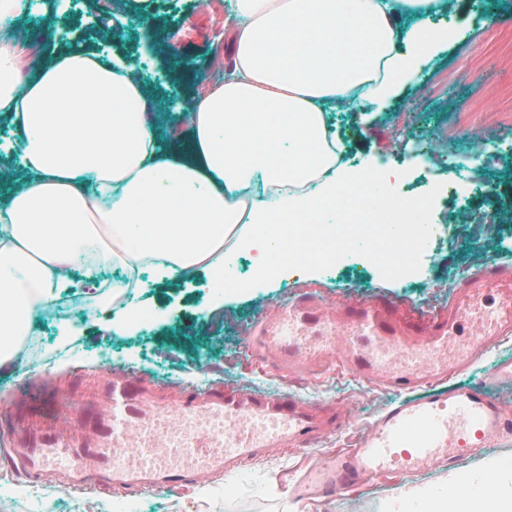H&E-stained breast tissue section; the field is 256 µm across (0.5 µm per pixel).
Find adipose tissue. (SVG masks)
<instances>
[{"label":"adipose tissue","instance_id":"obj_1","mask_svg":"<svg viewBox=\"0 0 512 512\" xmlns=\"http://www.w3.org/2000/svg\"><path fill=\"white\" fill-rule=\"evenodd\" d=\"M407 0H230L234 66L205 95L178 101L190 128L170 151L154 100L119 54L59 51L33 65L14 33L27 0H0V118L15 138L0 170L21 185L0 197V373L36 309L99 290L102 255L123 268L204 271L216 297L244 293L298 262L296 239L322 240L359 174L338 166L331 115L392 99L455 37L401 32ZM256 252L249 279L228 274L224 243ZM426 512H512V472L493 488L448 484Z\"/></svg>","mask_w":512,"mask_h":512}]
</instances>
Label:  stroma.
Listing matches in <instances>:
<instances>
[{"label":"stroma","instance_id":"stroma-1","mask_svg":"<svg viewBox=\"0 0 512 512\" xmlns=\"http://www.w3.org/2000/svg\"><path fill=\"white\" fill-rule=\"evenodd\" d=\"M225 16L224 0H30L15 33L44 54L68 46L130 56L156 93L162 123L184 135L188 129L175 104L221 82L232 64L233 35ZM398 21L405 27L451 26L457 38L430 57L390 103L363 114L337 113L333 121L346 162L360 166L378 159L401 170V197L433 195L425 252L395 276L372 250L351 239L332 264L316 271L295 266L245 294L225 297L217 313L211 310L214 290L207 274L184 282L148 271L127 298L158 317L125 335L102 329L103 310L121 306L111 290H100L94 299L72 294L58 300L35 318L31 341L40 354L17 350L18 373L0 374V401L29 394L12 419L0 420V512H40L44 498L50 512H400L404 503L417 508L425 498L440 496L449 479L479 480L512 459V446L492 448L462 457L451 470L298 494L308 469L352 447L399 395L356 382L341 369L288 375L248 348L257 322L304 293L338 307L382 299L407 319L424 322L447 307L450 287L462 272L512 266V53L499 49L503 35L512 32V0H426L419 9L401 12ZM144 25L157 34L149 53L138 41ZM455 120L489 131V147L465 173L451 166L459 150L448 133ZM508 360L512 337L428 391L481 387ZM115 370L171 408L196 385L294 396L306 402L319 430L309 441L267 449L235 471L183 489L66 491L57 477L30 480L10 453L15 429L45 428L47 400H96Z\"/></svg>","mask_w":512,"mask_h":512}]
</instances>
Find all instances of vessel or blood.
<instances>
[{
	"mask_svg": "<svg viewBox=\"0 0 512 512\" xmlns=\"http://www.w3.org/2000/svg\"><path fill=\"white\" fill-rule=\"evenodd\" d=\"M512 333V269L488 265L471 272L446 314L420 324L384 302L326 308L301 295L254 330L264 359L288 372L335 367L390 386L406 397L377 415L353 448L310 470L303 495L407 470L426 474L455 464L461 453L512 441V409L494 396L512 385V362L499 365L483 389L445 394L422 388L445 379ZM73 430L23 435L18 450L28 476L40 478L57 459L69 463L70 486L124 490L197 485L254 458L315 434L313 418L288 395L233 390L193 392L173 412L125 377L109 382L96 403L67 402Z\"/></svg>",
	"mask_w": 512,
	"mask_h": 512,
	"instance_id": "obj_1",
	"label": "vessel or blood"
}]
</instances>
